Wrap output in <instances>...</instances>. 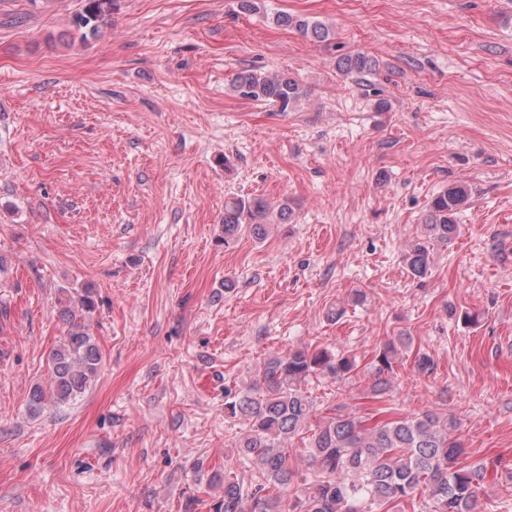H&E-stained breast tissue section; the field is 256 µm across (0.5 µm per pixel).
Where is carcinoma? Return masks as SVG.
Instances as JSON below:
<instances>
[{"instance_id": "cac0c4a2", "label": "carcinoma", "mask_w": 512, "mask_h": 512, "mask_svg": "<svg viewBox=\"0 0 512 512\" xmlns=\"http://www.w3.org/2000/svg\"><path fill=\"white\" fill-rule=\"evenodd\" d=\"M114 0H85L75 18L79 29L96 32L108 23ZM281 28L325 40L329 30L320 22L281 12L272 17ZM377 60L364 53L339 62L345 74L376 69ZM232 88L239 96L267 102L279 112H293L306 91L288 73L265 75L245 70ZM471 189L453 183L429 201L421 236L404 254L408 272L423 278L429 271L431 248L449 244L460 231L457 214L468 204ZM272 212L259 199L232 198L224 204V242L247 230L260 238ZM59 317L67 332L48 360V384L30 391L27 407L39 412L48 402L68 403L83 395L97 377L102 354L90 332L96 310L93 292L72 295L64 288ZM410 337L385 341L374 358L373 394L390 390L393 372ZM331 376L338 389L359 376L353 355L327 347H296L267 360L253 387L226 390L224 412L246 421L248 429L237 448L254 467L260 482L245 488L224 475V496L214 512H379L400 503L417 504L419 512H474L479 486L487 469L481 462L462 465L463 444L451 435L454 425L434 409L367 423L338 412L316 418L314 403L302 389L311 378ZM312 469L300 472L290 461L288 443L300 435ZM421 503H416V500Z\"/></svg>"}]
</instances>
